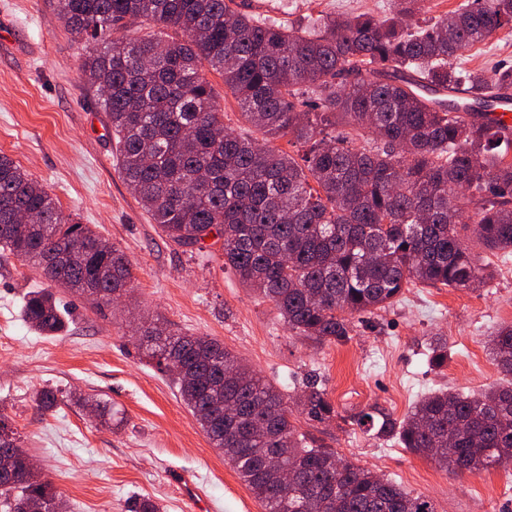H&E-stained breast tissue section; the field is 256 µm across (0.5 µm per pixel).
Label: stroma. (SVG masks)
<instances>
[{
	"instance_id": "obj_1",
	"label": "stroma",
	"mask_w": 512,
	"mask_h": 512,
	"mask_svg": "<svg viewBox=\"0 0 512 512\" xmlns=\"http://www.w3.org/2000/svg\"><path fill=\"white\" fill-rule=\"evenodd\" d=\"M394 3L234 0L233 7L298 26L309 15L383 17ZM89 49L58 18L55 0H0V153L43 184L64 213L121 250L133 273L128 298L114 303L56 289L67 328L44 336L24 321L22 306L48 280L0 249V412L68 512H126L144 497L164 512H263L171 376L145 357L139 331L159 323L218 340L284 394L298 396L311 382L325 390L334 419L294 416L310 446L335 450L431 498L436 512H512V464L458 476L354 423L372 411L403 419L441 388L467 394L504 383L488 339L498 324L512 322V256L485 254L494 276L473 291L406 288L392 306L364 316L347 341L322 345L299 336L273 303L242 286L221 253H191L152 223L122 178L110 119L79 68ZM462 63L512 64V32L473 46ZM437 332L448 339V365L439 370L427 361ZM46 387L64 397L48 412L35 402ZM77 395L110 403L111 426L75 404ZM180 471L194 475L196 493L176 484Z\"/></svg>"
}]
</instances>
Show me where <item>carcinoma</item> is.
Segmentation results:
<instances>
[{"label": "carcinoma", "instance_id": "obj_1", "mask_svg": "<svg viewBox=\"0 0 512 512\" xmlns=\"http://www.w3.org/2000/svg\"><path fill=\"white\" fill-rule=\"evenodd\" d=\"M233 0H57L71 34L93 48L81 60L118 139L122 177L172 242L204 252L209 235L240 283L272 302L296 334L342 342L352 316L391 306L413 284L466 290L490 268L472 251L512 252V133L480 120L483 96L512 87V66L466 69L462 53L512 30V0H471L435 18L423 0L395 13L310 19L304 27L257 20ZM154 28L139 35L134 22ZM220 74L263 134L224 126L204 68ZM474 98L459 111L451 91ZM372 135V147L353 145ZM288 138L295 159L273 146ZM0 245L52 283L111 301L131 289L124 254L0 154ZM23 315L43 333L64 320L54 293L28 294ZM140 345L160 369L176 358L175 386L263 512H436L401 484L327 448L294 425L288 397L207 336L156 326ZM512 376V323L493 338ZM428 362L448 364V342ZM45 388L37 404L58 406ZM324 422L335 409L315 385L295 399ZM378 439L464 474L512 462V385L467 395L441 389L400 421L363 413ZM17 433L0 441V512H63L50 481L26 468ZM293 473L283 486L281 468Z\"/></svg>", "mask_w": 512, "mask_h": 512}]
</instances>
